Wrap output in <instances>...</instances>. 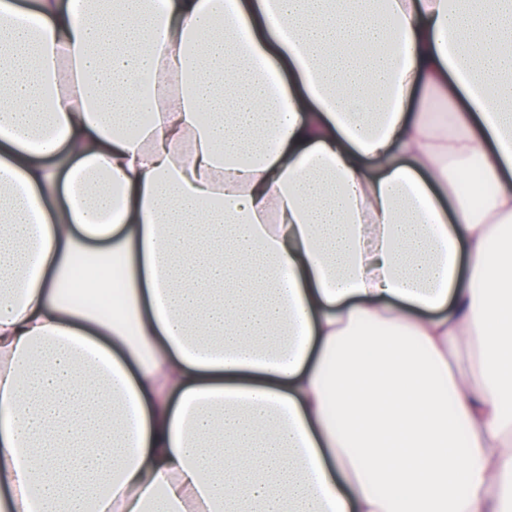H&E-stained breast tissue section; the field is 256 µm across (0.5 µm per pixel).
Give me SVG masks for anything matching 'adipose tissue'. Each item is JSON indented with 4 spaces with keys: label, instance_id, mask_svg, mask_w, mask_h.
<instances>
[{
    "label": "adipose tissue",
    "instance_id": "ef3b65f1",
    "mask_svg": "<svg viewBox=\"0 0 512 512\" xmlns=\"http://www.w3.org/2000/svg\"><path fill=\"white\" fill-rule=\"evenodd\" d=\"M511 223L512 0H0V512H512ZM477 360L476 351L468 338H462L455 353L449 358V363L456 371L472 370Z\"/></svg>",
    "mask_w": 512,
    "mask_h": 512
}]
</instances>
